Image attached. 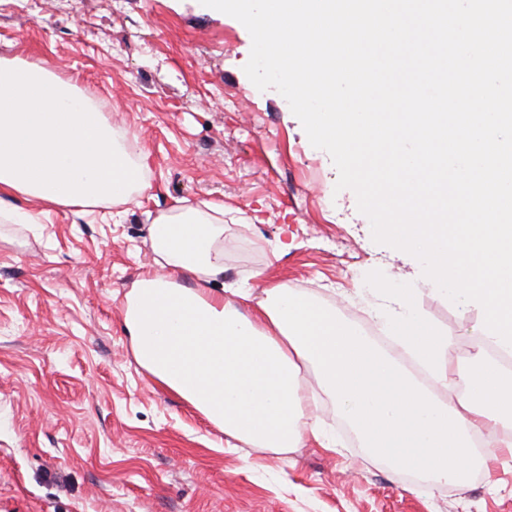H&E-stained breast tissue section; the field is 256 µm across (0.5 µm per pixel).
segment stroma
I'll use <instances>...</instances> for the list:
<instances>
[{
  "label": "stroma",
  "instance_id": "1",
  "mask_svg": "<svg viewBox=\"0 0 512 512\" xmlns=\"http://www.w3.org/2000/svg\"><path fill=\"white\" fill-rule=\"evenodd\" d=\"M251 45L200 0H0V58L49 66L97 101L150 183L107 221L20 198L35 224L0 223V512H512V454L496 439L476 480L433 486L369 456L322 395L335 449L231 448L135 361L124 294L158 272L148 226L180 202L223 206L225 286L288 283L379 339V279L412 289L453 338L449 361L481 344L479 309L375 243L328 153L248 79ZM279 240L288 251L268 265Z\"/></svg>",
  "mask_w": 512,
  "mask_h": 512
}]
</instances>
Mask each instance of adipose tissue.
Wrapping results in <instances>:
<instances>
[{"label":"adipose tissue","instance_id":"ef3b65f1","mask_svg":"<svg viewBox=\"0 0 512 512\" xmlns=\"http://www.w3.org/2000/svg\"><path fill=\"white\" fill-rule=\"evenodd\" d=\"M98 104L44 65L0 59V221L24 224L15 198L62 207H110L148 187ZM161 273L136 280L124 297V327L136 362L227 438L285 451L305 437L335 447L316 416V393L334 400L371 456L463 482L460 461L477 437L512 447V372L484 350L449 365L454 341L420 315L411 290L386 315L429 378L381 348L356 321L283 282L255 293L216 289L224 275V209L179 204L148 227ZM192 286H184V279ZM312 369L307 384L302 368ZM456 390L455 403L438 388Z\"/></svg>","mask_w":512,"mask_h":512}]
</instances>
